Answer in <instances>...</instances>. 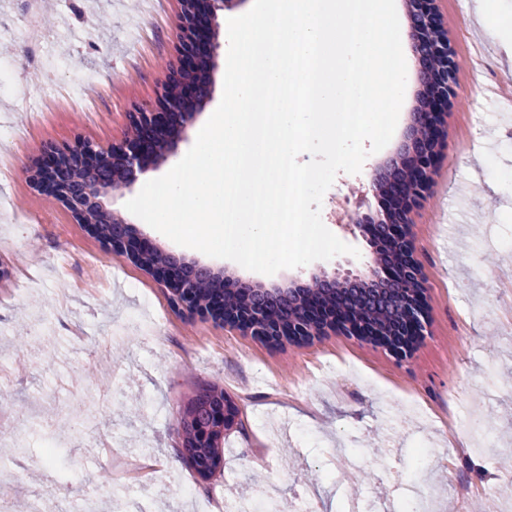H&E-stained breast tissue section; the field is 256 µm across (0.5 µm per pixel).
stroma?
<instances>
[{
    "instance_id": "obj_1",
    "label": "stroma",
    "mask_w": 512,
    "mask_h": 512,
    "mask_svg": "<svg viewBox=\"0 0 512 512\" xmlns=\"http://www.w3.org/2000/svg\"><path fill=\"white\" fill-rule=\"evenodd\" d=\"M456 62L443 114L437 175L409 215L426 286L428 327L405 361L385 348L327 331L280 345L173 309L145 271L78 224L29 181L51 145L119 140L134 107L154 101L177 56L178 0H50L40 37L21 38L28 0H0V166L12 168L0 198V437L9 460L23 441L29 463L14 481L13 512L53 476L71 491L93 486L106 512H224V493L280 488L293 512L311 480L319 512L350 499L399 507L429 492L436 512H512V63L476 25L474 0H435ZM210 96L166 174L193 146L223 94L227 30H220ZM418 88L408 70L389 144L356 174L338 173L321 218L358 256L339 255L267 276L182 247L142 225L163 251L266 288L295 287L313 273L360 278L369 239L344 225L346 199L404 139ZM500 178L499 194L487 179ZM80 328L88 341L78 344ZM201 384L224 389L238 422L224 462L203 478L179 453L178 419ZM89 406L84 446L57 447L58 422ZM479 409L494 442L467 454ZM107 447H98V440ZM457 440V441H458Z\"/></svg>"
}]
</instances>
